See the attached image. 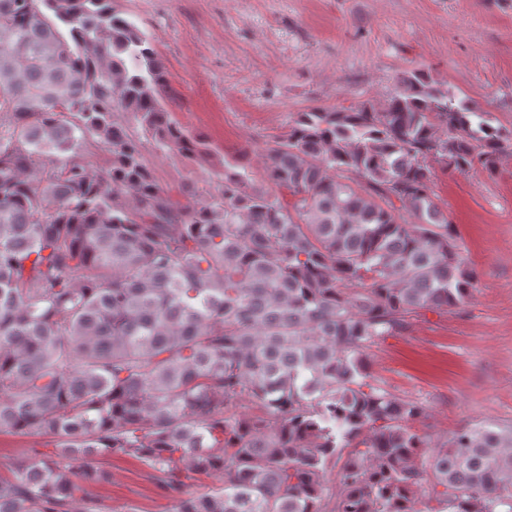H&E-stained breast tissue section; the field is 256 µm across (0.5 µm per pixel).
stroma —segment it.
Instances as JSON below:
<instances>
[{"label": "stroma", "mask_w": 512, "mask_h": 512, "mask_svg": "<svg viewBox=\"0 0 512 512\" xmlns=\"http://www.w3.org/2000/svg\"><path fill=\"white\" fill-rule=\"evenodd\" d=\"M146 31L166 68L169 106L205 135L210 162L148 150L159 185L217 187L224 163L245 157L264 186L261 150L296 113L315 105L384 106L399 77L430 71L512 128V0H116ZM434 190L480 273L471 298L426 311L367 351L371 382L423 403L419 431L449 437L467 424H512V156L497 175L436 172ZM38 433L0 435V476L33 450ZM109 474L91 486L88 512H175L158 475L129 457L95 461Z\"/></svg>", "instance_id": "obj_1"}]
</instances>
